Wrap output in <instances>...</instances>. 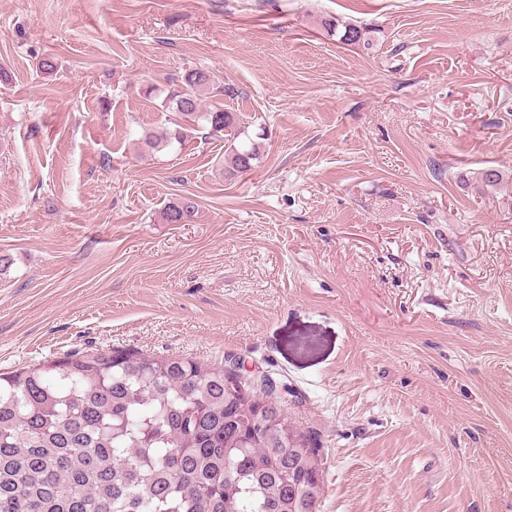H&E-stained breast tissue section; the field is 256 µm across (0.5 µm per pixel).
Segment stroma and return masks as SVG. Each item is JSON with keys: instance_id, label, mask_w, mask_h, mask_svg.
<instances>
[{"instance_id": "35a3bbf8", "label": "stroma", "mask_w": 512, "mask_h": 512, "mask_svg": "<svg viewBox=\"0 0 512 512\" xmlns=\"http://www.w3.org/2000/svg\"><path fill=\"white\" fill-rule=\"evenodd\" d=\"M0 67V373L239 356L319 436V512H512V0H0ZM189 67L244 90L247 174L142 149ZM320 24L329 36H336L339 41L345 44H361L362 41L364 47L372 45L371 38L368 37L369 32H365V28L351 23H340L332 17L322 18ZM197 203L194 198L185 196L166 208L165 219L170 224H188L195 216Z\"/></svg>"}]
</instances>
